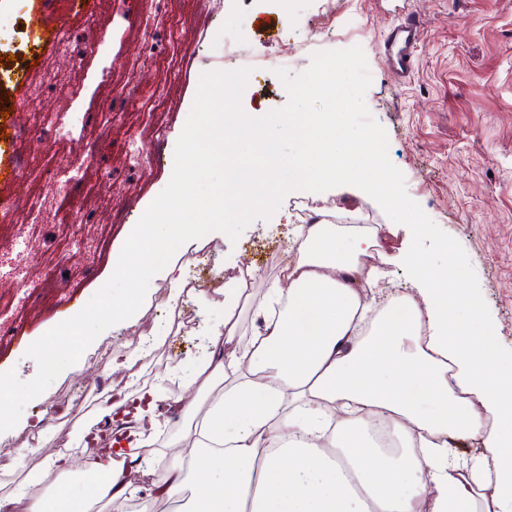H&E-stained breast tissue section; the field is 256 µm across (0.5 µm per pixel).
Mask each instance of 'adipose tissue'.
<instances>
[{
  "mask_svg": "<svg viewBox=\"0 0 512 512\" xmlns=\"http://www.w3.org/2000/svg\"><path fill=\"white\" fill-rule=\"evenodd\" d=\"M377 246L370 226L305 227L259 326L241 325L243 286L225 288L191 364L193 398L113 388L103 414L132 408L136 439L118 458L89 454L97 499L116 512L182 496L188 512H512V368L493 328L472 333L482 308L447 270ZM388 262L415 294L376 299ZM174 412L185 435L160 473L146 448ZM456 437L480 454L451 453Z\"/></svg>",
  "mask_w": 512,
  "mask_h": 512,
  "instance_id": "obj_1",
  "label": "adipose tissue"
}]
</instances>
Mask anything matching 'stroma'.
Segmentation results:
<instances>
[{
  "label": "stroma",
  "instance_id": "35a3bbf8",
  "mask_svg": "<svg viewBox=\"0 0 512 512\" xmlns=\"http://www.w3.org/2000/svg\"><path fill=\"white\" fill-rule=\"evenodd\" d=\"M146 0H96L104 22L87 31L70 0H53L41 12L40 0H13L7 26L0 29V99L10 114L0 117V133L17 140L27 154L24 183L0 179V199L28 196L48 201L54 222L37 224L26 204L10 223H0V240L27 271L21 283L0 266V320L15 331L0 344V372L14 371L22 381L38 370L29 346L79 312L112 274V253L137 223L144 204L170 180L177 139L191 111L200 76L236 69L225 58V30L249 40L254 55L278 61L296 54L293 73L311 62V44L326 50L361 47L372 84L365 95L373 118L385 129L390 161L402 171L408 195L428 217L464 249L479 283L499 343L512 349V0H333L329 16L313 13L300 0L280 19L278 0H157L166 20L156 29ZM411 16L423 31L411 78L399 79L388 67L380 45L399 17ZM58 36L65 50L43 63L28 40L33 24ZM187 57L173 53V43ZM83 51L75 70L71 51ZM41 71L46 89L25 94L14 76ZM136 82L137 95L114 109L104 88ZM288 102L282 81L256 73L242 95L244 109L275 110ZM92 111L106 145L95 159L83 161L85 176L66 189L69 163L82 161L87 130L70 126L72 113ZM137 140L144 153L164 150L161 168L135 169L125 151ZM330 205L324 216L336 224H375L382 251L397 254L412 242L410 229L392 221L363 190L345 185L322 192ZM92 213L95 223H82ZM293 225L265 219L250 223L238 240L208 243L204 268L190 266L194 247H180L174 259L186 278L209 281L214 268L251 267L258 276L246 293L241 323L251 328L256 307L274 281L276 264L293 259ZM40 285L31 297L29 285ZM66 306H58L60 298ZM221 295L187 298L179 308L192 316L190 328L162 337L155 356L139 363L140 382L150 387L173 384L183 397L177 369L201 350V327L223 315ZM123 337L105 332L80 360L65 369L41 395L26 404L23 423L0 433V497L27 487L53 497L57 483L89 492L87 473L58 475L46 460L65 455L84 460L85 443L72 427L83 413L100 427L96 408L126 372H113L111 358Z\"/></svg>",
  "mask_w": 512,
  "mask_h": 512
}]
</instances>
